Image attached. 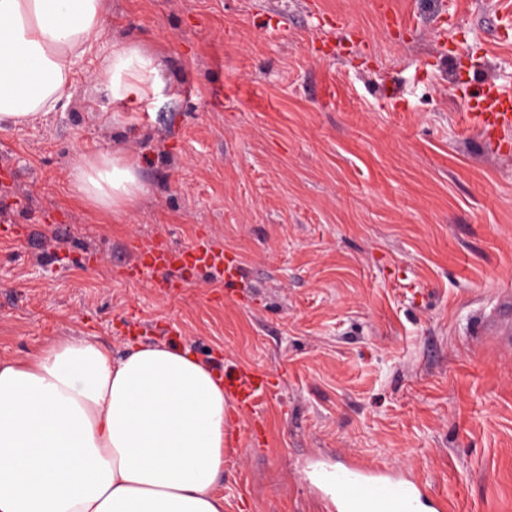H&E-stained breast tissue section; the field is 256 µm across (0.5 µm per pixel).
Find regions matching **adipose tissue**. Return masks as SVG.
Here are the masks:
<instances>
[{"instance_id": "obj_1", "label": "adipose tissue", "mask_w": 512, "mask_h": 512, "mask_svg": "<svg viewBox=\"0 0 512 512\" xmlns=\"http://www.w3.org/2000/svg\"><path fill=\"white\" fill-rule=\"evenodd\" d=\"M103 0H0V130L56 111L100 39ZM113 105L160 91L159 58L113 44L97 75ZM71 191L110 213L143 191L121 152L81 157ZM222 380L187 347L53 340L0 361V512H224Z\"/></svg>"}]
</instances>
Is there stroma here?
I'll return each mask as SVG.
<instances>
[{
  "label": "stroma",
  "mask_w": 512,
  "mask_h": 512,
  "mask_svg": "<svg viewBox=\"0 0 512 512\" xmlns=\"http://www.w3.org/2000/svg\"><path fill=\"white\" fill-rule=\"evenodd\" d=\"M407 24H386L387 12ZM512 0H105L104 35L63 107L0 131V360L86 337L189 347L266 374L229 403L224 512H327L302 463L415 473L447 512H512V353L489 336L512 294V155L460 120L512 88ZM164 64L114 111L113 43ZM137 158L144 191L103 217L70 195L79 154ZM235 260L127 277L141 248L200 234Z\"/></svg>",
  "instance_id": "stroma-1"
}]
</instances>
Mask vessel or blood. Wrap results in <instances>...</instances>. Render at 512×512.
<instances>
[{
	"mask_svg": "<svg viewBox=\"0 0 512 512\" xmlns=\"http://www.w3.org/2000/svg\"><path fill=\"white\" fill-rule=\"evenodd\" d=\"M465 124L497 142L502 154L512 153V90L495 83L485 84L479 93L472 95ZM200 266L222 269L229 282L235 281L238 273L223 250L205 239L180 250L167 245H150L139 255L129 273L136 276L146 270ZM490 331L504 346H512L511 298L501 299ZM224 388L237 406L250 411L258 408L270 394L268 380L247 370L225 372ZM312 472L313 487L331 512H420L425 504L438 512L440 507L429 488L415 477L395 476L369 464L343 468L317 465Z\"/></svg>",
	"mask_w": 512,
	"mask_h": 512,
	"instance_id": "1",
	"label": "vessel or blood"
}]
</instances>
